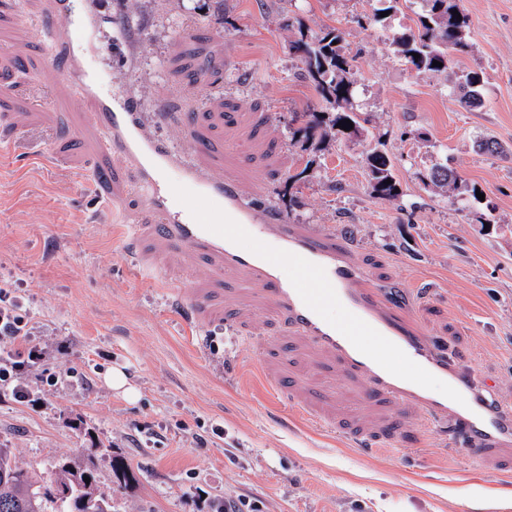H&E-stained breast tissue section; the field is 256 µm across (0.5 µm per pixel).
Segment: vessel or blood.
<instances>
[{"label":"vessel or blood","instance_id":"vessel-or-blood-1","mask_svg":"<svg viewBox=\"0 0 512 512\" xmlns=\"http://www.w3.org/2000/svg\"><path fill=\"white\" fill-rule=\"evenodd\" d=\"M95 27L94 13L86 12L75 22L74 36L52 41L50 53L64 63L89 107V124L100 133L105 162L96 170L98 181L112 179L108 158L123 159L135 172V190L158 216L150 228L155 237L215 255L226 269L248 270L252 284L263 286L292 326L332 352L345 372L367 378L370 394L410 399L432 417H452L485 446L512 440V419H504L490 397L389 317L380 307L379 289L359 288V267L315 236L295 232L275 211L255 209L232 183L214 180L173 152L149 133L133 95L105 92L90 64ZM181 192L191 204H178ZM271 224L277 232L270 239L265 230ZM391 352L403 365L387 362ZM434 379L447 384V392L434 391Z\"/></svg>","mask_w":512,"mask_h":512}]
</instances>
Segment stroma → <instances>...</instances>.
Instances as JSON below:
<instances>
[{
    "instance_id": "obj_1",
    "label": "stroma",
    "mask_w": 512,
    "mask_h": 512,
    "mask_svg": "<svg viewBox=\"0 0 512 512\" xmlns=\"http://www.w3.org/2000/svg\"><path fill=\"white\" fill-rule=\"evenodd\" d=\"M49 0H0V290L50 355L16 375L36 401L0 385V448L31 470L93 457L99 488L119 512H512V445L472 456L453 418L368 393L335 356L296 332L244 271L126 236V218L157 217L113 158L110 187L95 190L97 131L40 25ZM469 51L448 72L407 69L393 35L412 27L399 4L379 24V0H77L101 17L93 35L106 91L132 90L159 115L156 135L182 145L184 116L205 143L192 161L235 182L257 206L292 205L287 220L336 241L387 296L385 310L433 350L469 371L512 411V158L479 152L494 136L512 150V0H458ZM343 33L357 57V103L371 119L310 176L290 146L296 113L319 108L289 35ZM484 78L482 107L460 102L457 78ZM385 142L402 195L370 193L365 153ZM447 159L482 201L440 197L419 179ZM495 222L484 225L486 215ZM125 366L140 390L129 402L101 373ZM405 447L398 457L382 445ZM123 461L135 479L112 472Z\"/></svg>"
}]
</instances>
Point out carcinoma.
<instances>
[{
    "mask_svg": "<svg viewBox=\"0 0 512 512\" xmlns=\"http://www.w3.org/2000/svg\"><path fill=\"white\" fill-rule=\"evenodd\" d=\"M421 13L414 29L394 34L392 45L397 57L416 72L443 73L448 70V48H469V17L459 10L456 0H420ZM458 16H453V12ZM342 33L334 29L322 36L301 35L288 39L289 50L299 55L306 75L321 101V110L296 117L299 126L289 128L290 145L310 155L305 167L288 176L295 183L303 178L318 155L338 140L357 141L368 135L370 119L355 105V58L342 47ZM420 58H414V54ZM442 66H432L433 61ZM483 76L471 71L464 75L461 102L471 108L482 104ZM351 120L344 130L339 122ZM373 197L395 200L401 195L400 181L389 154L374 147L364 158ZM427 185L439 194L461 188L462 180L448 165V159L433 165L424 176ZM90 478L85 482L84 478ZM0 512H117L112 500L97 487L92 458L78 464L64 463L47 476H38L17 462L11 451L0 448Z\"/></svg>",
    "mask_w": 512,
    "mask_h": 512,
    "instance_id": "obj_1",
    "label": "carcinoma"
}]
</instances>
